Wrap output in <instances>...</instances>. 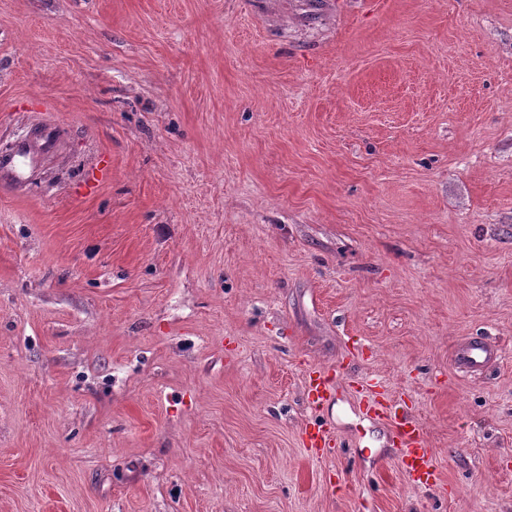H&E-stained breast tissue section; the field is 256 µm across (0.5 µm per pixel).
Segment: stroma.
Segmentation results:
<instances>
[{"instance_id": "obj_1", "label": "stroma", "mask_w": 512, "mask_h": 512, "mask_svg": "<svg viewBox=\"0 0 512 512\" xmlns=\"http://www.w3.org/2000/svg\"><path fill=\"white\" fill-rule=\"evenodd\" d=\"M40 122L0 512H512V0H0V149ZM497 358L495 349L480 340H471L463 344L458 352L459 362L469 369L483 368L492 359ZM375 417L387 420L405 448L401 460L403 472L416 484L427 485L434 478L431 449L422 427L411 418L399 401L375 397L366 404ZM402 409L399 413L398 409Z\"/></svg>"}]
</instances>
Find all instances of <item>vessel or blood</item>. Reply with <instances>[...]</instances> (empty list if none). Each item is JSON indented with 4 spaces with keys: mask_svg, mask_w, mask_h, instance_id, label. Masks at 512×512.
<instances>
[{
    "mask_svg": "<svg viewBox=\"0 0 512 512\" xmlns=\"http://www.w3.org/2000/svg\"><path fill=\"white\" fill-rule=\"evenodd\" d=\"M52 145L50 136H43L38 145L20 144L12 157L0 156V169L11 168V183L20 182L26 173V162L35 149L46 150ZM497 353L495 349L480 340H472L463 344L458 352L460 363L469 369L483 368ZM367 408L375 417L387 420L394 428L397 437L405 448L401 460L404 473L414 483L426 485L434 478V466L428 442L422 427L402 411L400 402L392 398H376L368 402Z\"/></svg>",
    "mask_w": 512,
    "mask_h": 512,
    "instance_id": "obj_1",
    "label": "vessel or blood"
}]
</instances>
